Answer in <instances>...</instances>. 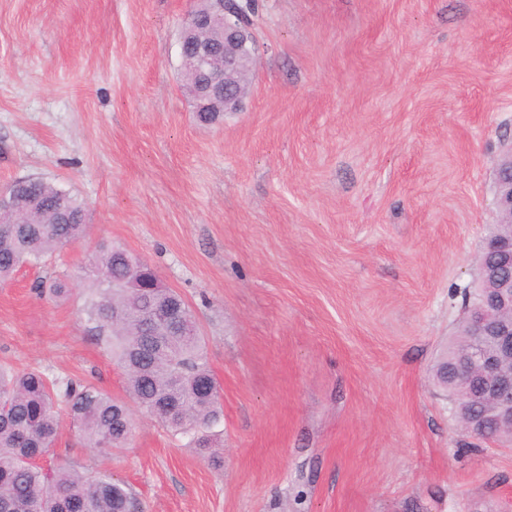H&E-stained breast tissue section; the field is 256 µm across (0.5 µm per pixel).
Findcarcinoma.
Masks as SVG:
<instances>
[{"label": "carcinoma", "instance_id": "obj_1", "mask_svg": "<svg viewBox=\"0 0 512 512\" xmlns=\"http://www.w3.org/2000/svg\"><path fill=\"white\" fill-rule=\"evenodd\" d=\"M11 182L0 189L22 224H0V284L25 264L80 243L86 233V209L71 192L41 178L23 191ZM139 259L123 248L104 244L89 284L85 320L122 371L126 388L141 411L176 434H193L199 448L209 447V430L219 421V395L200 391L213 375L202 337L166 336L144 327L143 309L131 302L130 267ZM36 288L57 299L70 295L65 281L41 280ZM123 312L112 326V308ZM466 322L448 343L437 377L448 389L454 414L479 415L486 406L447 374L460 355L474 348ZM85 440V447L110 454L122 449L132 433L131 409L90 384L52 380L35 368L0 366V512H143L135 493L106 473L80 472L66 463L44 468L39 458L53 446L63 419Z\"/></svg>", "mask_w": 512, "mask_h": 512}]
</instances>
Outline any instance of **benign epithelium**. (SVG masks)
<instances>
[{
	"label": "benign epithelium",
	"mask_w": 512,
	"mask_h": 512,
	"mask_svg": "<svg viewBox=\"0 0 512 512\" xmlns=\"http://www.w3.org/2000/svg\"><path fill=\"white\" fill-rule=\"evenodd\" d=\"M210 11L192 9L183 24L180 52L187 69L211 73L209 83L193 88L200 106L214 112H236L250 92L249 78L256 64L257 45L227 0H211ZM508 160L496 169L497 201L503 216L512 223V149ZM483 253L496 260L484 265L480 275L495 283L483 304L470 312V335L481 347L461 360L456 375L466 383L482 384V395L494 408L483 419L462 420L465 430L478 435L483 420L512 423V235L486 237ZM190 319L182 304L168 303L149 310L148 323L161 324L169 336L189 334Z\"/></svg>",
	"instance_id": "7a95c632"
}]
</instances>
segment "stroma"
Returning <instances> with one entry per match:
<instances>
[{
  "label": "stroma",
  "instance_id": "stroma-1",
  "mask_svg": "<svg viewBox=\"0 0 512 512\" xmlns=\"http://www.w3.org/2000/svg\"><path fill=\"white\" fill-rule=\"evenodd\" d=\"M189 7L0 0V187L51 181L89 224L0 284V364L127 400L80 317L106 240L183 297L221 394L218 455L137 412L112 458L65 423L55 459L144 512H512V447L463 436L435 377L499 220L512 0H258L251 92L212 125Z\"/></svg>",
  "mask_w": 512,
  "mask_h": 512
}]
</instances>
